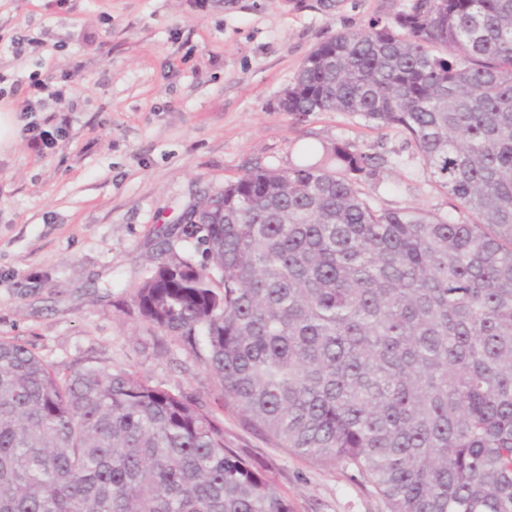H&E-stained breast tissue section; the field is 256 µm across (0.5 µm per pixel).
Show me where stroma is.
I'll use <instances>...</instances> for the list:
<instances>
[{"label": "stroma", "mask_w": 512, "mask_h": 512, "mask_svg": "<svg viewBox=\"0 0 512 512\" xmlns=\"http://www.w3.org/2000/svg\"><path fill=\"white\" fill-rule=\"evenodd\" d=\"M408 0H0V99L69 75L65 105L0 149V338L66 374L87 361L203 405L224 442L294 512H390L355 468L277 447L228 404L191 349L133 302L161 252L198 263L184 216L253 166L285 169L341 140L388 162L363 188L381 208L443 214L448 198L407 135L341 112L295 123L272 103L324 38L391 20Z\"/></svg>", "instance_id": "obj_1"}]
</instances>
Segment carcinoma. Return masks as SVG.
<instances>
[{"instance_id": "carcinoma-1", "label": "carcinoma", "mask_w": 512, "mask_h": 512, "mask_svg": "<svg viewBox=\"0 0 512 512\" xmlns=\"http://www.w3.org/2000/svg\"><path fill=\"white\" fill-rule=\"evenodd\" d=\"M409 136L448 211L377 207L336 141L224 184L138 316L279 447L356 468L390 512H512V0H411L320 42L283 91ZM0 512H294L202 407L128 372L59 375L0 339Z\"/></svg>"}]
</instances>
